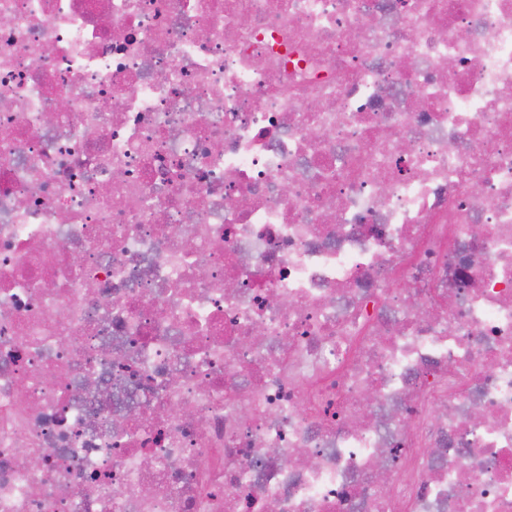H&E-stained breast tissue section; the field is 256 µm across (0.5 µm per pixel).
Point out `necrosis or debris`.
<instances>
[{
	"label": "necrosis or debris",
	"instance_id": "obj_1",
	"mask_svg": "<svg viewBox=\"0 0 512 512\" xmlns=\"http://www.w3.org/2000/svg\"><path fill=\"white\" fill-rule=\"evenodd\" d=\"M0 512H512V0H0Z\"/></svg>",
	"mask_w": 512,
	"mask_h": 512
}]
</instances>
